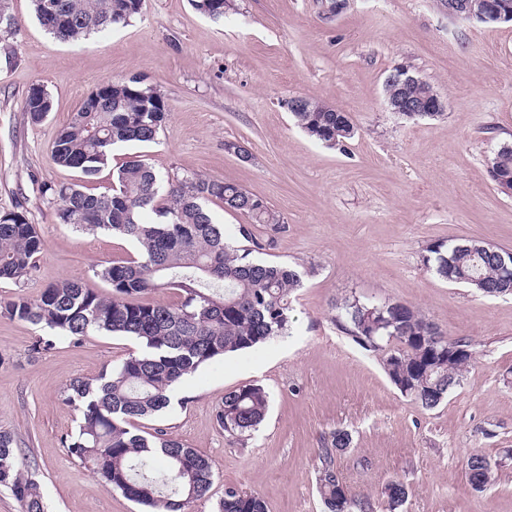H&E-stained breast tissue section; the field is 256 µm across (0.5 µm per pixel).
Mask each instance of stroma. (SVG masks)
<instances>
[{
    "instance_id": "1",
    "label": "stroma",
    "mask_w": 512,
    "mask_h": 512,
    "mask_svg": "<svg viewBox=\"0 0 512 512\" xmlns=\"http://www.w3.org/2000/svg\"><path fill=\"white\" fill-rule=\"evenodd\" d=\"M18 22L0 42V211L23 212L44 248L29 276L0 281V299L37 298L59 279L108 286L92 268L137 251L127 238L58 223L43 184L78 182L57 166L58 130L98 85L142 76L170 117L155 142L114 148L88 182L101 193L112 170L139 155L165 179L197 174L240 185L287 224L264 260L299 263L288 335L201 367L160 415L162 428L213 465L206 497L189 512H215L226 486L259 493L267 512H324L318 452L337 429L352 444L337 459L352 495L388 512L385 485L403 481L400 512H512V296L487 298L427 272L437 240L474 238L512 250V197L489 176L495 151L512 143V23L448 16L439 0H349L327 19L321 0H235L213 20L190 0H143L140 15L77 44L48 34L31 0H7ZM404 65L445 103L442 115L408 120L386 104L385 83ZM40 84L52 110L39 123L24 104ZM310 98L349 113L356 134L329 147L298 128L287 108ZM243 142L248 158L226 148ZM416 305L449 338L471 341L476 360L447 399L425 410L402 396L380 354L358 347L333 321L350 294ZM42 331L0 316V427L20 446L48 512H142L71 457L64 440L77 412L61 392L140 352L124 336L93 333L31 354ZM258 384L270 394L265 421L231 440L215 422L225 393ZM496 460V479L472 490L466 460Z\"/></svg>"
}]
</instances>
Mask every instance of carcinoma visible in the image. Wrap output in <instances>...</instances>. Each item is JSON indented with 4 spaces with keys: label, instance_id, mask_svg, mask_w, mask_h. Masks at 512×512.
<instances>
[{
    "label": "carcinoma",
    "instance_id": "cac0c4a2",
    "mask_svg": "<svg viewBox=\"0 0 512 512\" xmlns=\"http://www.w3.org/2000/svg\"><path fill=\"white\" fill-rule=\"evenodd\" d=\"M32 2L48 33L74 43L130 22L140 13L142 0ZM191 3L212 19L223 18L235 7L233 0H220L219 11L211 15L202 0ZM51 109L43 86L31 87L25 101L30 120L41 121ZM169 116L164 97L153 87L134 77L114 81L111 101L99 103L89 96L73 113L51 145V158L90 179L108 166L113 146L155 141ZM293 117L306 134L327 146L342 145L355 134L348 113L311 99ZM489 173L497 187L512 186V145L497 150ZM112 178V189L99 194L80 184L43 189L56 203L60 223L138 243V255L94 269L110 293L64 278L35 300H0V316L28 321L74 344L93 332L140 343L141 352L110 370L96 377H74L65 385L63 401L79 413L76 431L65 444L108 490L148 512H185L189 503L208 493L213 483L210 462L161 429L146 435L134 431V422L168 408L175 386L202 366L285 334L291 323V296L302 287V274L295 266L250 258L270 245V234L285 231L286 224L262 199L236 184L196 174L165 182L138 155L118 167ZM210 203L248 217L250 226L240 227L239 233L251 247L226 241L208 209ZM147 210L156 221L143 220ZM254 226L269 238L256 235ZM43 248L35 225L23 213H0V280L24 278ZM504 254L500 247L467 239L433 243L422 261L426 270L447 282L497 297L512 293V272L501 263ZM163 290L175 291L177 300L150 299ZM335 308L334 321L342 332L362 349L381 353L390 382L427 410L448 398L475 357L471 342L448 338L411 304L373 302L354 294ZM268 407L267 391L247 385L224 394L215 420L229 437H246L262 423ZM351 443V434L337 429L320 449L317 486L325 512H373L370 499L353 496L336 467L337 457ZM466 468L470 485L478 491L491 484L493 468L485 455L470 454ZM0 487L11 492L21 512H45L39 482L20 465L15 435L1 428ZM384 494L396 510L408 489L393 480ZM217 512L267 508L257 493L227 486Z\"/></svg>",
    "mask_w": 512,
    "mask_h": 512
}]
</instances>
